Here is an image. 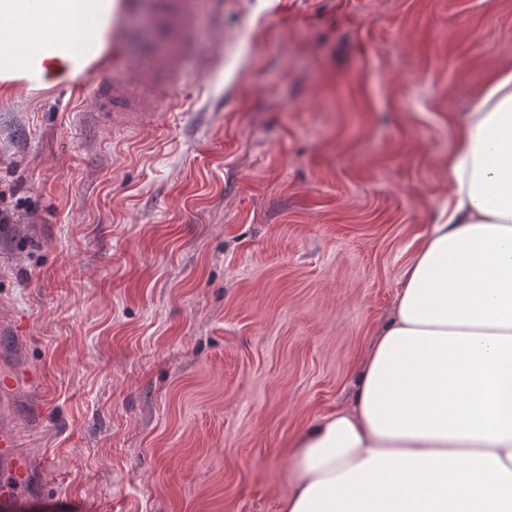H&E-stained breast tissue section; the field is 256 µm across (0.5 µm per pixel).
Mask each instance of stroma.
I'll return each mask as SVG.
<instances>
[{
	"label": "stroma",
	"mask_w": 512,
	"mask_h": 512,
	"mask_svg": "<svg viewBox=\"0 0 512 512\" xmlns=\"http://www.w3.org/2000/svg\"><path fill=\"white\" fill-rule=\"evenodd\" d=\"M131 137L78 82L0 98V362L24 512H281L448 205L512 0H199Z\"/></svg>",
	"instance_id": "35a3bbf8"
}]
</instances>
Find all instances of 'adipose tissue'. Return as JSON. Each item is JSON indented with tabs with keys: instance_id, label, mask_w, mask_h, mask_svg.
Listing matches in <instances>:
<instances>
[{
	"instance_id": "obj_1",
	"label": "adipose tissue",
	"mask_w": 512,
	"mask_h": 512,
	"mask_svg": "<svg viewBox=\"0 0 512 512\" xmlns=\"http://www.w3.org/2000/svg\"><path fill=\"white\" fill-rule=\"evenodd\" d=\"M112 0H0V98L74 82ZM454 200L404 273L350 403L296 439L281 512H512V68L448 154Z\"/></svg>"
}]
</instances>
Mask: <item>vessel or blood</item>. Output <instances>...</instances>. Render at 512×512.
Here are the masks:
<instances>
[{
  "instance_id": "vessel-or-blood-1",
  "label": "vessel or blood",
  "mask_w": 512,
  "mask_h": 512,
  "mask_svg": "<svg viewBox=\"0 0 512 512\" xmlns=\"http://www.w3.org/2000/svg\"><path fill=\"white\" fill-rule=\"evenodd\" d=\"M195 0H112V78L93 88L112 127L133 133L169 99L198 23ZM37 467L16 434L0 428V512L30 497Z\"/></svg>"
}]
</instances>
